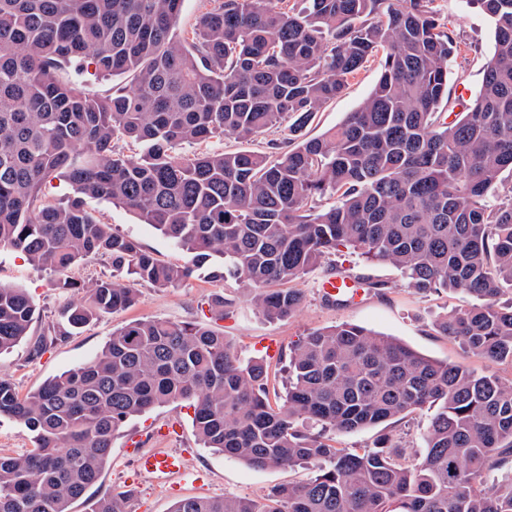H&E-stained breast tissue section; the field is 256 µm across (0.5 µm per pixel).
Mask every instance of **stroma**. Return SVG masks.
Returning a JSON list of instances; mask_svg holds the SVG:
<instances>
[{
  "instance_id": "stroma-1",
  "label": "stroma",
  "mask_w": 512,
  "mask_h": 512,
  "mask_svg": "<svg viewBox=\"0 0 512 512\" xmlns=\"http://www.w3.org/2000/svg\"><path fill=\"white\" fill-rule=\"evenodd\" d=\"M440 22L453 31L460 50L451 62L450 102L470 97L480 87L490 58L494 28L489 17L472 0H433ZM380 58L368 60L350 79L344 93L328 103L306 127L307 136L317 137L342 123L349 112L369 94L380 75ZM98 219L113 231L137 240L158 259L181 264L185 253L149 225L140 222L132 211L105 201L91 204ZM343 271L366 285L362 300L346 305H330L320 294L321 284L331 268ZM383 290H375V283ZM0 283L26 289L36 307L38 325L55 320L58 309L70 301L69 293L57 285L48 269L30 264L8 247H0ZM304 294L300 310L282 320H269L258 314L239 287L231 282L216 285L202 277L185 281L177 288L140 286L136 304L128 309L105 313L66 341L50 347L41 357L30 355L31 339H24L12 350L0 354V371L9 375L21 393H28L45 380L93 359L118 328L133 320L162 318L175 322H194L224 331L243 359L261 358L269 367L268 389L279 396L285 381V365L292 345L307 333L339 323H351L394 337L433 359L457 364L478 373L492 374L502 382H512V364L493 363L468 351L459 342L442 336L435 329L446 312L467 306L469 296L456 291L421 293L411 288L395 267L371 261L346 251L327 256L322 264L296 283ZM223 294L228 304L223 318H216L208 301ZM276 342L279 351L269 354L268 342ZM190 410L181 404L158 407L135 418L112 441V457L99 483L86 497L74 502L71 512H89L90 502L105 494L126 491L135 462L126 451L129 440L148 435L155 426L176 422L181 432L172 440L175 448L188 450L192 469L204 471L200 484L185 483L180 496L185 498L250 497L258 499L271 487L289 482L301 483L313 474L312 467H281L256 471L246 464L224 458L200 447L189 418ZM424 415L408 416L387 427H369L354 434H336L337 447L369 448L381 433H389L408 454L420 450V435L426 426ZM177 496V497H180ZM177 497L140 480L138 494L130 498L131 512H171Z\"/></svg>"
}]
</instances>
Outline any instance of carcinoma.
Instances as JSON below:
<instances>
[{
	"instance_id": "obj_1",
	"label": "carcinoma",
	"mask_w": 512,
	"mask_h": 512,
	"mask_svg": "<svg viewBox=\"0 0 512 512\" xmlns=\"http://www.w3.org/2000/svg\"><path fill=\"white\" fill-rule=\"evenodd\" d=\"M216 0L190 37L184 0H0V245L83 290L34 342L39 355L99 314L128 308L137 286L177 288L204 274L243 286L264 317L304 300L282 284L351 248L399 269L417 291L454 290L469 306L438 319L443 336L512 362V0H478L494 27L478 92L447 120L449 61L460 49L433 0ZM381 74L340 125L304 128L375 53ZM69 65L130 85L91 96ZM288 125V151L183 155L225 136ZM120 140L140 146L125 155ZM61 176L63 200L43 187ZM327 198L332 204L316 206ZM134 212L187 254L164 263L102 224L87 200ZM102 257L114 275L71 273ZM31 297L0 284V353L30 335ZM273 400L260 358L241 360L222 333L164 319L131 322L94 359L20 394L0 374V416L33 448L0 453V512H69L101 477L112 440L134 417L186 403L197 441L264 471L310 465L303 484L261 499L186 498L173 512H512V383L342 323L290 351ZM426 414L422 453L351 434ZM90 512H129L119 493Z\"/></svg>"
}]
</instances>
